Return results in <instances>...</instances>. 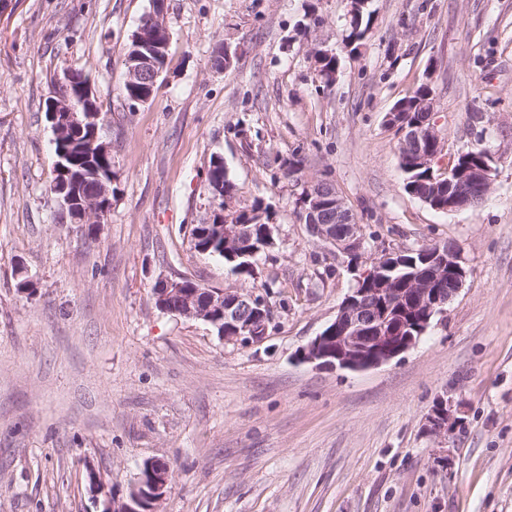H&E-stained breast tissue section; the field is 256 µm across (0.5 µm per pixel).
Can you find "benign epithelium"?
<instances>
[{
	"label": "benign epithelium",
	"instance_id": "obj_1",
	"mask_svg": "<svg viewBox=\"0 0 512 512\" xmlns=\"http://www.w3.org/2000/svg\"><path fill=\"white\" fill-rule=\"evenodd\" d=\"M153 11L140 22V33L153 26L167 29L165 0H152ZM125 77L129 84L156 86L161 71L153 66L151 58L139 53L125 59ZM46 113L53 131V141L64 144L65 138L80 137L89 132L92 142L99 143L97 153L108 156L111 147L99 141L98 120L101 111L93 100L88 77L74 69L63 70L52 80V94L47 99ZM87 167L68 161L65 149H59L51 192L73 224H89L108 213L112 207V186L104 184L98 192L86 195L79 184L86 179ZM492 166L485 162L480 168H471L461 162L448 169V185L467 184L481 189L491 183ZM307 229L310 235L324 244L350 253L361 245L359 225L326 177L319 179ZM252 228L248 224H202L191 232L196 251L217 255L233 246L240 256L253 258L258 250L248 248ZM403 263L394 261L382 271L379 264L363 273L361 278L375 283V288L350 292L338 308L335 319L302 351V359L321 368L337 367L362 371L380 366L411 349L424 334L432 317L445 307L462 288L466 271L458 249L430 256L424 267L412 276V287L399 288ZM158 307L188 319L201 320L218 331L221 338L230 341H258L267 332L265 297L251 291L242 295L223 288H188L180 280H162L153 289ZM448 400H435L428 417L429 431L435 435L448 433ZM150 473L139 475L131 488L129 500L110 502L103 512H154L166 495L171 478V466L161 459L149 460Z\"/></svg>",
	"mask_w": 512,
	"mask_h": 512
}]
</instances>
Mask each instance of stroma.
<instances>
[{
	"label": "stroma",
	"instance_id": "1",
	"mask_svg": "<svg viewBox=\"0 0 512 512\" xmlns=\"http://www.w3.org/2000/svg\"><path fill=\"white\" fill-rule=\"evenodd\" d=\"M151 9L11 0L0 14V512H103L149 459L173 469L159 512H512V0H368L355 48L346 0H165L167 66L131 112L124 58ZM219 43L234 70L213 67ZM317 45L339 58L329 87ZM66 67L89 77L112 146V209L91 226L49 192L45 104ZM423 83L438 168L492 148L477 208L439 212L402 188L386 115ZM295 155L352 210L357 259L297 220L279 168ZM217 156L239 206L275 214L254 282L190 241ZM443 242L467 276L413 348L364 371L301 359L374 258ZM181 276L269 284L265 338L227 342L159 309L154 286ZM439 396L456 420L444 438L427 422Z\"/></svg>",
	"mask_w": 512,
	"mask_h": 512
}]
</instances>
